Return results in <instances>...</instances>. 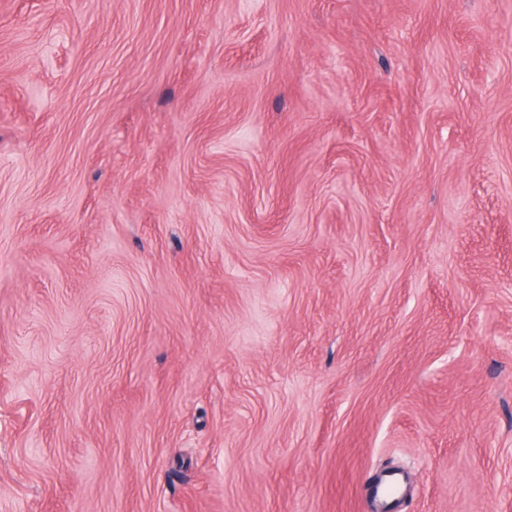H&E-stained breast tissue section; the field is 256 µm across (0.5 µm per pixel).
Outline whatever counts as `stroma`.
I'll return each mask as SVG.
<instances>
[{
	"label": "stroma",
	"instance_id": "stroma-1",
	"mask_svg": "<svg viewBox=\"0 0 512 512\" xmlns=\"http://www.w3.org/2000/svg\"><path fill=\"white\" fill-rule=\"evenodd\" d=\"M512 512V0H0V512Z\"/></svg>",
	"mask_w": 512,
	"mask_h": 512
}]
</instances>
